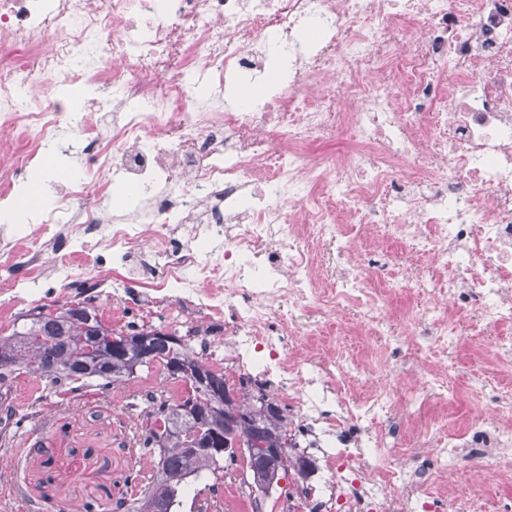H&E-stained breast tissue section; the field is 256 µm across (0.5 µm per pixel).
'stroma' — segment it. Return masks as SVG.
Wrapping results in <instances>:
<instances>
[{"label": "stroma", "mask_w": 512, "mask_h": 512, "mask_svg": "<svg viewBox=\"0 0 512 512\" xmlns=\"http://www.w3.org/2000/svg\"><path fill=\"white\" fill-rule=\"evenodd\" d=\"M141 295V285L131 283L121 303L99 297L94 304L109 326L118 321L167 327L169 310L145 312ZM176 387L156 366L138 370L132 381L109 391L87 386L57 392L35 376H18L12 404L20 412L35 411L36 417L23 425L17 442L0 447V492L12 512H84L88 502L108 512L110 499L137 497V488L125 483L130 455L138 449L135 416L149 392L170 393ZM39 441L54 457V482L46 487L44 470L29 454Z\"/></svg>", "instance_id": "35a3bbf8"}]
</instances>
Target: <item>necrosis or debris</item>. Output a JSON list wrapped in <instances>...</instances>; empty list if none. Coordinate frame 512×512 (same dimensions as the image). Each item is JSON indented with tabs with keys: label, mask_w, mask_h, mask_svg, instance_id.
Listing matches in <instances>:
<instances>
[{
	"label": "necrosis or debris",
	"mask_w": 512,
	"mask_h": 512,
	"mask_svg": "<svg viewBox=\"0 0 512 512\" xmlns=\"http://www.w3.org/2000/svg\"><path fill=\"white\" fill-rule=\"evenodd\" d=\"M277 55L283 87L227 98ZM59 144L62 202L0 210V294L108 272L223 326L210 368L269 389L327 476L276 512L512 498V386L448 363L485 342L512 375V0H0V198ZM465 451L489 472L463 492ZM33 93L38 95L42 102L47 99L54 98L55 96L62 95L70 102L72 108L76 111H78L82 105L85 107L88 99L92 97V95H99V91L94 88L86 86L65 87L60 86L59 84L45 86L44 90L34 89Z\"/></svg>",
	"instance_id": "4bbe7bcc"
}]
</instances>
